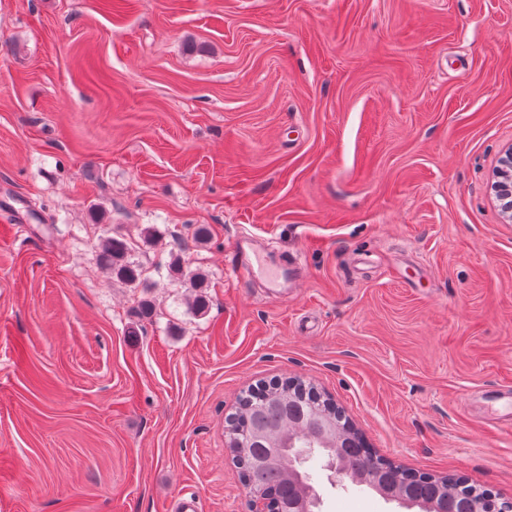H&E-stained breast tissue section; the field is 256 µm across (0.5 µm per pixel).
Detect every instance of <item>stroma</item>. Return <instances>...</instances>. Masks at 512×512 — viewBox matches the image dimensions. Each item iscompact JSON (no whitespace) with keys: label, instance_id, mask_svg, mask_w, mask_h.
<instances>
[{"label":"stroma","instance_id":"1","mask_svg":"<svg viewBox=\"0 0 512 512\" xmlns=\"http://www.w3.org/2000/svg\"><path fill=\"white\" fill-rule=\"evenodd\" d=\"M104 1L0 0V512H252L225 419L290 377L374 456L512 501V424L468 404L512 388V0ZM242 235L299 282L232 273ZM500 180L495 186L498 200L502 204L504 213L509 221L512 220V146L500 160ZM99 249L101 259L112 275L130 283L140 281L142 271L129 260V247L124 239L107 233L100 238Z\"/></svg>","mask_w":512,"mask_h":512}]
</instances>
